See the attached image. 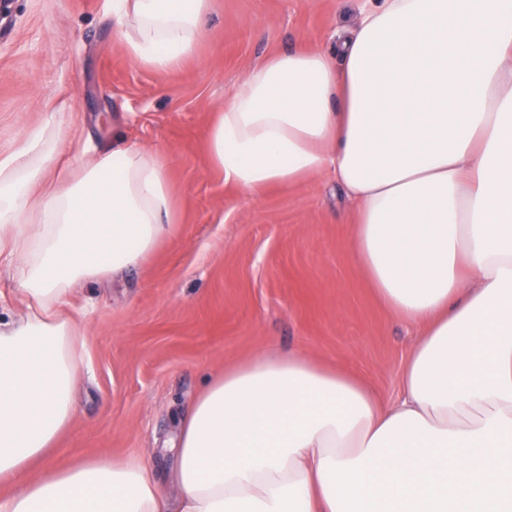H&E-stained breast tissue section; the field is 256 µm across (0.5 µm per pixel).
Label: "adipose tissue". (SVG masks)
Returning <instances> with one entry per match:
<instances>
[{"mask_svg":"<svg viewBox=\"0 0 512 512\" xmlns=\"http://www.w3.org/2000/svg\"><path fill=\"white\" fill-rule=\"evenodd\" d=\"M209 0H112L138 66L194 54ZM67 127L0 158V258L29 308L0 320V512H512V0H364L336 48L251 68L207 134L251 195L329 174L379 301L418 327L402 395L267 349L212 377L172 443L179 494L140 464L52 465L84 361L72 284L139 264L174 219L156 150L57 175Z\"/></svg>","mask_w":512,"mask_h":512,"instance_id":"1","label":"adipose tissue"}]
</instances>
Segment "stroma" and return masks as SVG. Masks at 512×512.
I'll return each mask as SVG.
<instances>
[{"label":"stroma","instance_id":"obj_1","mask_svg":"<svg viewBox=\"0 0 512 512\" xmlns=\"http://www.w3.org/2000/svg\"><path fill=\"white\" fill-rule=\"evenodd\" d=\"M359 0H210L193 57L159 72L117 39L112 0H9L0 18V156L63 113L97 155L120 125L158 149L174 222L152 253L75 285L71 314L87 366L53 452L57 467L144 462L177 497L167 444L225 365L273 347L301 350L401 394L417 335L374 298L347 244L354 203L317 175L250 198L205 152L210 123L243 75L269 57L328 47Z\"/></svg>","mask_w":512,"mask_h":512}]
</instances>
